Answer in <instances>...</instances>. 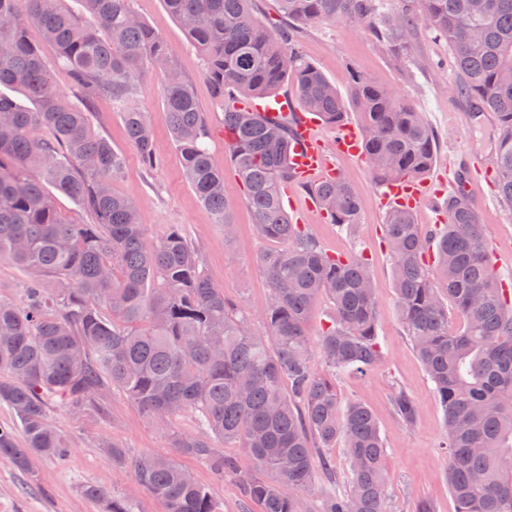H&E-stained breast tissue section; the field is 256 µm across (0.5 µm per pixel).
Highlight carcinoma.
I'll return each mask as SVG.
<instances>
[{"instance_id": "cac0c4a2", "label": "carcinoma", "mask_w": 512, "mask_h": 512, "mask_svg": "<svg viewBox=\"0 0 512 512\" xmlns=\"http://www.w3.org/2000/svg\"><path fill=\"white\" fill-rule=\"evenodd\" d=\"M0 0V259L27 280V304L0 301V404L18 419L0 425V456L21 471L33 459L63 461L71 448L50 411H79L104 384L121 390L147 416L195 413L199 434L178 436L181 451L219 474L233 463L212 439L248 450L275 481H246L261 512H310L304 494L317 475L312 448L343 443L346 490L321 499L317 512H387L384 441L372 411L341 405L328 376L378 369L382 352L377 301L359 253L334 255L295 224L283 205L291 179L292 138L285 124L263 121L241 104L289 86L300 108L324 125L360 117L366 161L379 185L423 178L435 159L421 113L373 78L355 73L349 99L300 52L299 28L354 21L377 29L402 61L419 25L444 36L456 55L455 93L495 118L497 191L512 209V0H408L383 14L376 0H276L285 24L267 28L255 0H163L203 60V77L224 110V142L246 188L257 232L282 244L257 257L270 295L255 331L239 305L205 273L182 231L144 244L136 199L117 192L124 157L91 129V105L112 99L145 170L156 165L141 80L161 75L162 102L183 174L200 202L235 231L224 172L208 146L207 114L175 66L176 49L133 9L132 0ZM36 28L39 39L31 36ZM56 48L54 63L40 43ZM66 71L69 96L53 69ZM313 193L330 223H357L360 199L343 178ZM90 217L69 223L58 196ZM448 223L423 234L413 213L394 208L385 228L393 260L395 304L443 409L441 447L457 512H512V286L503 287L473 199L448 197ZM330 303L317 335L308 318ZM451 302L460 317L448 321ZM326 367L322 374L317 363ZM393 409L405 425L416 407L402 389ZM23 441H18L17 432ZM138 481L166 512H216L208 488L174 460L154 456L134 466ZM84 497L105 512H129L96 486Z\"/></svg>"}]
</instances>
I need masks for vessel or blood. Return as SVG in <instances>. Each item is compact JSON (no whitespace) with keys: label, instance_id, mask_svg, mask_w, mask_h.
I'll return each mask as SVG.
<instances>
[{"label":"vessel or blood","instance_id":"b4317fda","mask_svg":"<svg viewBox=\"0 0 512 512\" xmlns=\"http://www.w3.org/2000/svg\"><path fill=\"white\" fill-rule=\"evenodd\" d=\"M249 106L268 120L288 115L295 118L292 156L295 179L289 185L288 198H296L300 191L309 189L313 184L330 181L338 173L337 159L360 160L364 157L362 131L355 124H341L336 131L333 145L328 146L318 133V120L295 112L294 105L287 96L281 95L271 101L253 100ZM470 188V183L456 179L450 181L443 175L433 180H401L387 184L378 194L376 204L381 208L395 204L416 208L434 202L444 191H467Z\"/></svg>","mask_w":512,"mask_h":512}]
</instances>
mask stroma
<instances>
[{
  "label": "stroma",
  "instance_id": "1",
  "mask_svg": "<svg viewBox=\"0 0 512 512\" xmlns=\"http://www.w3.org/2000/svg\"><path fill=\"white\" fill-rule=\"evenodd\" d=\"M134 8L155 30L177 48L176 64L193 86L208 116L209 148L214 164L224 172V189L233 203V238H225L211 212L198 200L186 182L176 155L169 117L160 98V79L149 74L143 81L139 103L150 113L154 130L157 164L145 171L130 146L123 122L107 97L92 106V129L108 138L126 160L116 191L137 199L145 224L144 241L155 245L172 227H179L202 253L211 280L226 298L245 307L253 326H260V313L269 297V286L256 257L271 249L260 238L243 203L244 189L224 148V114L211 97L202 76L201 59L179 22L166 10L162 0H134ZM413 40L417 46L405 65H397L390 51L365 27L340 22L307 27L300 32L305 57L347 93L352 73L370 76L393 92L404 96L422 112L434 131L438 147L435 169L455 164L465 153L486 164L495 158L491 143L494 123L490 115H477L472 103L454 93L457 62L446 40L425 27H418ZM344 178L359 196L362 206L351 231H339L321 212H310L305 221L312 233L332 254L359 251L367 260L378 301V334L383 366L368 375L346 373L336 378L342 401H356L373 412L385 440L384 469L390 512H415L426 501L435 512H455L456 504L448 486V459L440 443L444 414L420 360L402 327L394 297L392 257L385 242V213L377 208L380 191L362 161L339 160ZM484 234L497 255L501 279L512 282V210L501 204L493 184L474 183L472 191ZM402 387L417 409L414 426H403L392 405L394 387ZM51 418L70 440L71 453L65 464L41 458L33 473H25L0 457V512H103V505L88 501L86 486L109 490L132 512H165L164 504L137 480L136 461L156 455L175 460L211 491L219 512H260L257 502L244 495L243 480L256 472L245 449L213 439L216 452L233 458V473L216 475L206 460L182 454L174 435L198 431L192 413L183 412L159 424L146 417L123 393L107 390L97 407L79 413L54 409ZM109 440L125 452L114 459L102 448Z\"/></svg>",
  "mask_w": 512,
  "mask_h": 512
}]
</instances>
